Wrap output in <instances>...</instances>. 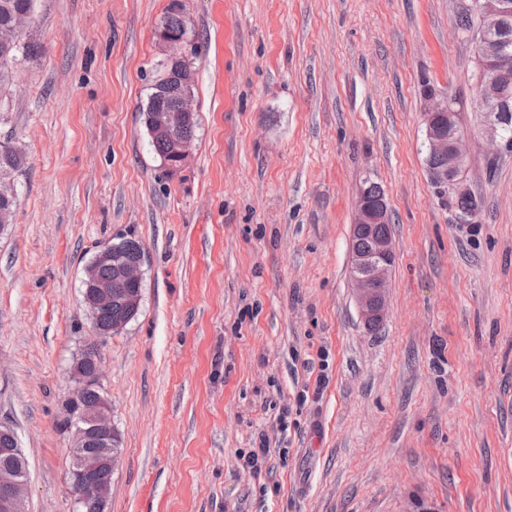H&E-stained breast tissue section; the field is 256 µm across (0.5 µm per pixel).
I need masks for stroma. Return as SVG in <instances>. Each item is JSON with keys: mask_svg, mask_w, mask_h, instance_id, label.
Returning a JSON list of instances; mask_svg holds the SVG:
<instances>
[{"mask_svg": "<svg viewBox=\"0 0 512 512\" xmlns=\"http://www.w3.org/2000/svg\"><path fill=\"white\" fill-rule=\"evenodd\" d=\"M169 3L36 0L35 52L0 95V143L24 155L0 235V423L26 512L74 507L61 422L91 341L121 438L107 512H512V150L478 135L471 0H184L199 128L175 173L140 114ZM427 86L466 138L468 222L427 172ZM368 180L396 252L374 331L348 275ZM123 236L142 301L99 339L83 271Z\"/></svg>", "mask_w": 512, "mask_h": 512, "instance_id": "stroma-1", "label": "stroma"}]
</instances>
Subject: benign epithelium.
I'll list each match as a JSON object with an SVG mask.
<instances>
[{
  "mask_svg": "<svg viewBox=\"0 0 512 512\" xmlns=\"http://www.w3.org/2000/svg\"><path fill=\"white\" fill-rule=\"evenodd\" d=\"M480 16L489 23L506 21L512 17V0H472ZM156 39L164 52L163 63L169 73L153 84L154 96L177 102L174 110L155 107L145 112V125L153 137H165L170 142V151L165 167L171 172L181 170L190 155L192 140L178 135L179 126L197 112L194 99V70L190 63V41L179 34H171L159 27ZM484 68L478 76L475 91L481 113L480 136L491 147L498 150L509 147L501 134V119L504 112L512 108V92L503 86L502 77L512 69V60L506 48L497 44L490 34H485ZM425 142L429 157L440 161V165L429 170L431 183L442 207L448 201L470 194L460 178L464 160V136L454 126L453 113L447 99L433 100L425 111ZM355 222L352 233L356 236L389 220L386 201L370 202L364 191H359L355 203ZM368 250H351L350 278L355 286L356 301L361 320L365 326H378L386 316L389 273L395 262L392 238L374 233ZM96 261L112 263L118 279L127 285L122 291L96 275L92 264L84 268L83 300L90 317H95L101 308H109L112 301L123 300L130 308L140 307L142 293L140 285L144 279L145 258L121 261L112 251V243L104 244L98 251ZM73 387L66 399V416L80 419L71 429L70 452L73 457L72 494L81 500L86 496L98 504L107 505L112 473L118 463V455L112 452V410H92L83 403V393L91 385L100 382L101 367L85 376L74 363L71 371ZM28 495V481L22 468L16 464L0 465V512H23Z\"/></svg>",
  "mask_w": 512,
  "mask_h": 512,
  "instance_id": "benign-epithelium-1",
  "label": "benign epithelium"
}]
</instances>
